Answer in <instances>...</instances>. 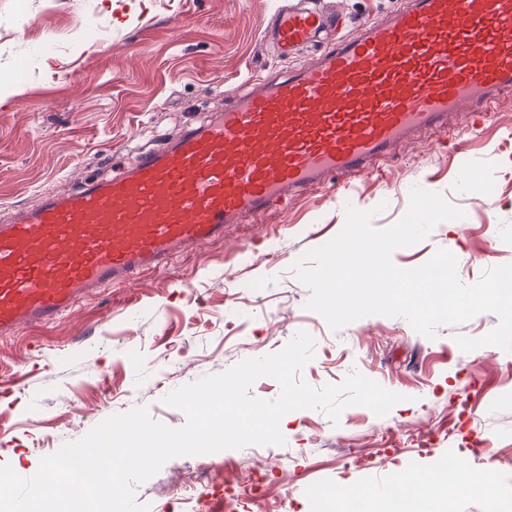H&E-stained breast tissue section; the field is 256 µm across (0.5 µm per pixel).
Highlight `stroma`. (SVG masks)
Masks as SVG:
<instances>
[{
    "mask_svg": "<svg viewBox=\"0 0 512 512\" xmlns=\"http://www.w3.org/2000/svg\"><path fill=\"white\" fill-rule=\"evenodd\" d=\"M403 0H324L352 29ZM276 0H0V217L46 189L130 164L131 151L223 110L250 72L312 61L311 47L282 61L262 41ZM419 132L345 191L324 185L261 224H231L223 240L175 259L170 269L83 299L46 327L0 338V465L35 474L42 457L83 437L106 414L146 408L182 427L163 404L170 391L282 350L301 331L315 339L301 372L311 386L357 371L402 394L384 416L350 406L338 420L320 409L283 423L284 445H250L175 457L136 488L138 503L165 512H316L331 491H373L410 472L461 461L481 486L454 484L436 512H512V353L461 351L498 324L482 313L435 338L401 317L370 315L340 330L306 309L310 291L291 270L342 229L346 206L376 209L385 229L408 212L419 186L444 195L462 218L438 223L396 249L414 269L444 249L463 259L462 282L512 263V96L479 130ZM427 439V449L415 442Z\"/></svg>",
    "mask_w": 512,
    "mask_h": 512,
    "instance_id": "obj_1",
    "label": "stroma"
}]
</instances>
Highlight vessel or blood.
Wrapping results in <instances>:
<instances>
[{"mask_svg": "<svg viewBox=\"0 0 512 512\" xmlns=\"http://www.w3.org/2000/svg\"><path fill=\"white\" fill-rule=\"evenodd\" d=\"M334 14L283 5L281 58L318 43ZM512 94V0H404L390 18L324 45L317 62L253 74L209 121L187 124L119 173L37 200L0 223V335L46 326L227 225L365 174L459 111L488 116Z\"/></svg>", "mask_w": 512, "mask_h": 512, "instance_id": "b4317fda", "label": "vessel or blood"}]
</instances>
